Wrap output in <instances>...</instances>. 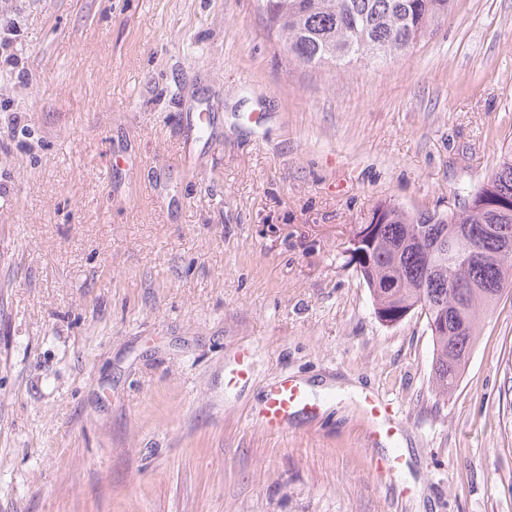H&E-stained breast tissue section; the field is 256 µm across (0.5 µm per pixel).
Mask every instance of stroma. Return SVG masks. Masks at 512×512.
<instances>
[{
    "label": "stroma",
    "mask_w": 512,
    "mask_h": 512,
    "mask_svg": "<svg viewBox=\"0 0 512 512\" xmlns=\"http://www.w3.org/2000/svg\"><path fill=\"white\" fill-rule=\"evenodd\" d=\"M1 14L0 512H512V296L444 399L425 319L379 321L348 252L512 149V0L334 69L257 0ZM284 377L332 389L270 432ZM351 385L395 408L401 470Z\"/></svg>",
    "instance_id": "obj_1"
}]
</instances>
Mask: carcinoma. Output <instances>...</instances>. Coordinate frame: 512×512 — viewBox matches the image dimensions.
Segmentation results:
<instances>
[{
    "instance_id": "cac0c4a2",
    "label": "carcinoma",
    "mask_w": 512,
    "mask_h": 512,
    "mask_svg": "<svg viewBox=\"0 0 512 512\" xmlns=\"http://www.w3.org/2000/svg\"><path fill=\"white\" fill-rule=\"evenodd\" d=\"M283 49L303 65L337 66L407 55L440 23L455 0H261ZM375 244L349 247L371 295L374 313L393 325L417 313L433 343L432 386L448 397L457 389L477 341L481 319L512 288V258L498 251L495 224L512 229V151L457 211L419 210L384 201ZM478 251L456 260L445 244L457 236Z\"/></svg>"
}]
</instances>
